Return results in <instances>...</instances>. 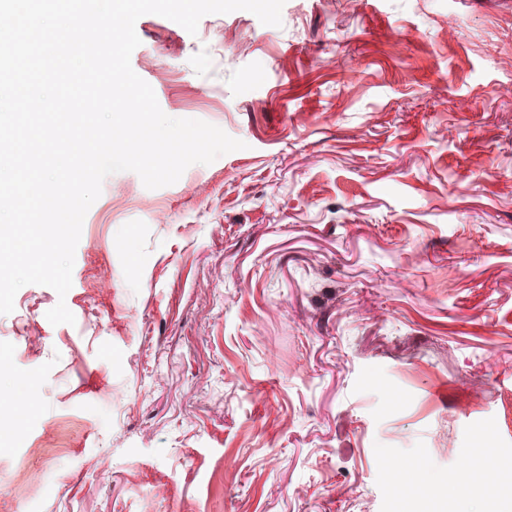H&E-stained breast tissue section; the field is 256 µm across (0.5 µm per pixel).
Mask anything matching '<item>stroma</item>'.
<instances>
[{
	"instance_id": "obj_1",
	"label": "stroma",
	"mask_w": 512,
	"mask_h": 512,
	"mask_svg": "<svg viewBox=\"0 0 512 512\" xmlns=\"http://www.w3.org/2000/svg\"><path fill=\"white\" fill-rule=\"evenodd\" d=\"M133 70L246 147L108 176L0 315V512H407L512 458V0H286ZM65 301L74 324L52 325Z\"/></svg>"
}]
</instances>
